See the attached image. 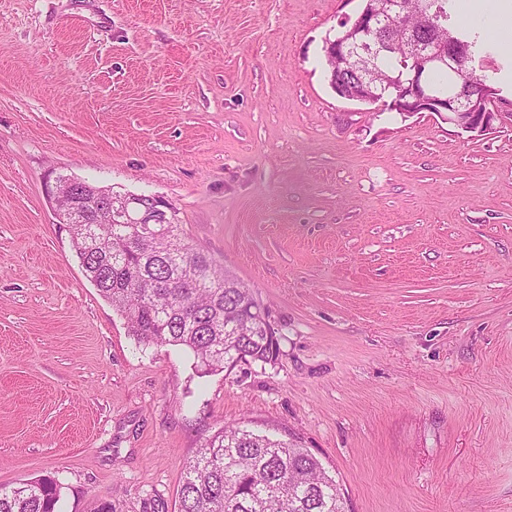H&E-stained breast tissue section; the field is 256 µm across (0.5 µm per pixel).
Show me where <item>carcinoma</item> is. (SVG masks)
Masks as SVG:
<instances>
[{"mask_svg":"<svg viewBox=\"0 0 512 512\" xmlns=\"http://www.w3.org/2000/svg\"><path fill=\"white\" fill-rule=\"evenodd\" d=\"M452 0H432L437 36L448 40ZM408 46L378 57L385 73L411 62ZM93 236L70 229L86 278L143 344L182 346L204 373L250 358L268 362L276 342L248 287L185 240L181 225L140 235L98 213ZM340 488L294 440L224 427L184 466L178 512H345ZM62 486L51 477L0 486V512H57Z\"/></svg>","mask_w":512,"mask_h":512,"instance_id":"1","label":"carcinoma"}]
</instances>
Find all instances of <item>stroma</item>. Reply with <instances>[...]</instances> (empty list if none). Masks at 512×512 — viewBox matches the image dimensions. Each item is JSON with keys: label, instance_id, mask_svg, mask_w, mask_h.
<instances>
[{"label": "stroma", "instance_id": "1", "mask_svg": "<svg viewBox=\"0 0 512 512\" xmlns=\"http://www.w3.org/2000/svg\"><path fill=\"white\" fill-rule=\"evenodd\" d=\"M357 0H0V485L178 512L226 425L295 439L345 512H512V125L338 97ZM158 200L278 352L201 373L86 278L55 187Z\"/></svg>", "mask_w": 512, "mask_h": 512}]
</instances>
